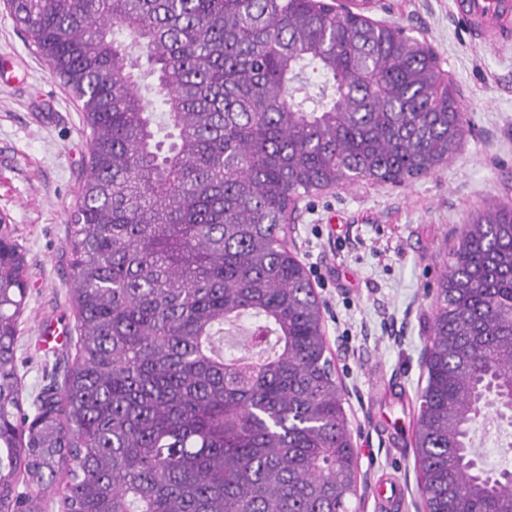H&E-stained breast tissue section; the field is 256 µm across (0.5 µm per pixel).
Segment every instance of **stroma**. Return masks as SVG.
Returning <instances> with one entry per match:
<instances>
[{"label": "stroma", "mask_w": 512, "mask_h": 512, "mask_svg": "<svg viewBox=\"0 0 512 512\" xmlns=\"http://www.w3.org/2000/svg\"><path fill=\"white\" fill-rule=\"evenodd\" d=\"M372 20L405 27L426 42L457 86L469 131L446 165L411 184L363 181L301 198L286 243L324 305L325 333L346 398L359 455L351 512H385L377 485L399 484V512H415L412 447L420 354L439 280L468 215L512 204V40L474 41L453 0H373ZM0 218L27 260L28 295L17 357L23 410L55 363L70 364L67 341L47 351L49 323H74L65 250L69 218L88 171L90 138L78 103L0 4ZM512 426L477 429L487 467H512Z\"/></svg>", "instance_id": "obj_1"}]
</instances>
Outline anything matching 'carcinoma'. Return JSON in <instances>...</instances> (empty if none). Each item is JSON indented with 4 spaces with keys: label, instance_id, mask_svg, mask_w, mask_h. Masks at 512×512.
<instances>
[{
    "label": "carcinoma",
    "instance_id": "cac0c4a2",
    "mask_svg": "<svg viewBox=\"0 0 512 512\" xmlns=\"http://www.w3.org/2000/svg\"><path fill=\"white\" fill-rule=\"evenodd\" d=\"M370 4L6 0L82 102L91 152L66 249L78 355L31 420L26 256L0 223V512H42L59 474L63 512H349L357 459L323 303L282 220L327 189L426 176L468 132L434 49ZM242 315L257 324L226 359L211 330ZM426 347L428 512H512V480L471 470L468 433L477 372L512 391V205L463 228Z\"/></svg>",
    "mask_w": 512,
    "mask_h": 512
}]
</instances>
